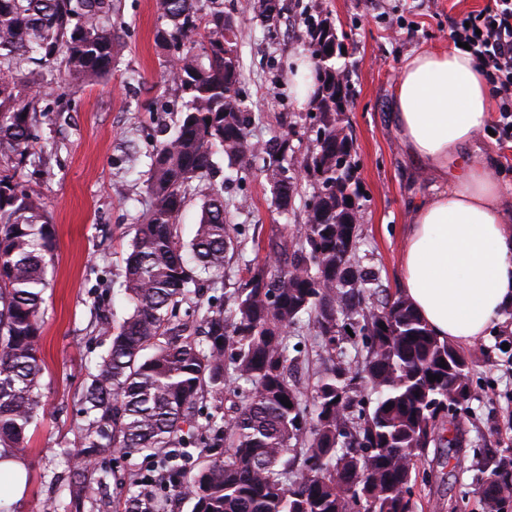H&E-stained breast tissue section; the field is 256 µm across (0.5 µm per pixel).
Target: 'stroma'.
Segmentation results:
<instances>
[{"label":"stroma","mask_w":512,"mask_h":512,"mask_svg":"<svg viewBox=\"0 0 512 512\" xmlns=\"http://www.w3.org/2000/svg\"><path fill=\"white\" fill-rule=\"evenodd\" d=\"M487 2L280 0V17L271 23L244 9L242 0H224L225 12L240 22V99L251 117L249 139L262 143L288 133L292 151L285 164L293 170L309 147L302 119L309 107L298 102L288 79L289 62L305 51L296 39L301 13L335 25L345 48L337 63L350 76L346 117L363 191L358 254L392 294L400 290L398 261L413 205L434 192L405 153L393 123L394 80L406 55L449 50L450 20ZM111 22L119 36L111 75L43 98L33 127L41 165L14 168L17 180L41 194L56 246L43 293L42 407L29 432L24 490L6 498L13 512H44L57 477L68 472L87 372L109 344L95 317L103 309L118 323L130 311L123 270L132 227L151 206L145 191L150 155L173 134L184 105L163 75L166 53L154 41L163 23L157 0H112ZM476 143L495 178L512 190V138L483 129ZM214 161L213 173L192 183L178 219L180 238L193 237L205 196L222 190L226 216L246 240L242 253L225 265L224 286L233 289L246 280L247 266L272 256L305 214L298 204L285 213L271 206L261 161L234 177L222 156ZM245 197L250 207H241ZM505 336L512 337V309L487 336L463 347L473 361L475 396L454 421L453 450L429 448L419 463L414 512H483L476 494L479 469L494 455L512 454V348H502Z\"/></svg>","instance_id":"35a3bbf8"}]
</instances>
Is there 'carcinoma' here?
I'll list each match as a JSON object with an SVG mask.
<instances>
[{"mask_svg":"<svg viewBox=\"0 0 512 512\" xmlns=\"http://www.w3.org/2000/svg\"><path fill=\"white\" fill-rule=\"evenodd\" d=\"M199 2L157 3L165 25L155 41L184 110L178 132L150 156L153 204L124 268L132 312L117 326L99 317L111 343L88 373L75 453L90 462L144 455L165 474L166 488L192 501V512H411L418 462L431 446L454 445L447 417L474 395L472 361L402 296L383 293L356 260L361 193L345 120L350 79L336 65L342 43L326 17L308 15L300 34L315 63L311 146L301 162L312 192L292 251L250 267L229 304L214 296L199 307L201 332L178 319L201 275L213 290L224 288L227 255L242 246L219 190L203 201L191 241L178 235L190 183L211 170L214 150L230 166L261 160L277 210H288L298 189L283 166L288 134L248 140L235 19L223 0H208L204 14ZM254 8L266 21L281 12L279 0ZM111 10L112 0H0V152L17 165L31 162L38 101L57 91L48 82L24 84V70L57 64L72 86L107 77L118 39L106 20ZM54 250L41 196L0 172V447L16 458L27 456L41 409L42 294ZM305 316L324 364L311 395L293 378L289 351ZM352 334L365 349L355 365L345 360ZM190 448L200 462L187 476L178 459ZM113 477L72 464L45 512H84ZM478 492L486 512H502L512 501V458L484 467Z\"/></svg>","mask_w":512,"mask_h":512,"instance_id":"1","label":"carcinoma"}]
</instances>
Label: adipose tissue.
<instances>
[{
	"mask_svg": "<svg viewBox=\"0 0 512 512\" xmlns=\"http://www.w3.org/2000/svg\"><path fill=\"white\" fill-rule=\"evenodd\" d=\"M491 94L477 62L460 50L406 56L394 85L393 120L407 153L423 175L452 181L412 209L401 294L440 339L462 344L487 335L512 306V193L472 147L491 120Z\"/></svg>",
	"mask_w": 512,
	"mask_h": 512,
	"instance_id": "obj_1",
	"label": "adipose tissue"
}]
</instances>
